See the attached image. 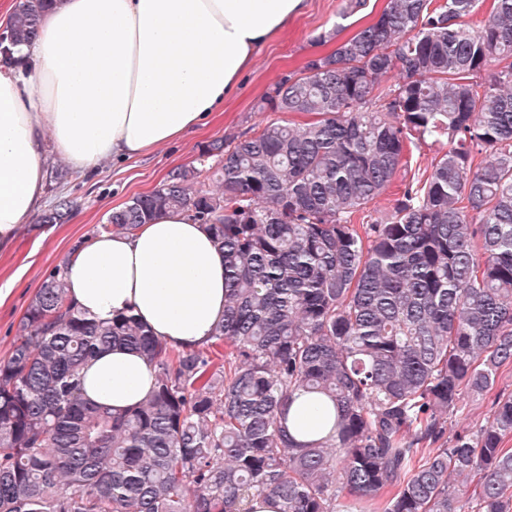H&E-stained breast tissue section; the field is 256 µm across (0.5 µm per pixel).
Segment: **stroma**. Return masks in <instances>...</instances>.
Listing matches in <instances>:
<instances>
[{"label":"stroma","mask_w":512,"mask_h":512,"mask_svg":"<svg viewBox=\"0 0 512 512\" xmlns=\"http://www.w3.org/2000/svg\"><path fill=\"white\" fill-rule=\"evenodd\" d=\"M345 4L346 0H309L307 12L291 21L256 54L234 94L225 101L223 111L214 113L209 125L201 131L142 157L106 161L87 176L70 173L62 184L53 178L61 162L55 155H48L46 205H53L57 197L65 196L75 202L76 208L63 224L33 221L24 225L14 250L0 253V288L9 291L0 303V361L10 355L18 324L45 277L75 246L101 232L112 209L158 187L170 169L193 164L202 145L232 132L245 131L261 121L262 115L256 112L255 106L268 88L282 74L300 72L308 60L328 52V45L316 41L319 33L333 30L340 21L345 22L347 32H355L380 13L385 0H366L360 11L343 20L339 14ZM509 394H512V366L500 370L493 393L463 400L448 425V435L485 424L496 397Z\"/></svg>","instance_id":"35a3bbf8"}]
</instances>
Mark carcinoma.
Masks as SVG:
<instances>
[{
  "label": "carcinoma",
  "instance_id": "1",
  "mask_svg": "<svg viewBox=\"0 0 512 512\" xmlns=\"http://www.w3.org/2000/svg\"><path fill=\"white\" fill-rule=\"evenodd\" d=\"M52 0H16L8 48ZM387 0L353 35L257 105L288 119L201 146L112 211L133 232L190 211L224 254V319L174 347L132 313L88 319L63 265L0 361V512H512V395L444 441L468 394L512 365V0ZM448 142L388 214L354 215L408 148ZM477 154L485 155L474 164ZM61 197L40 216L62 224ZM141 351L156 389L123 411L81 398L105 348ZM296 391L336 406V436L281 424Z\"/></svg>",
  "mask_w": 512,
  "mask_h": 512
}]
</instances>
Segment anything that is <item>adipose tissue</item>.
<instances>
[{"instance_id":"1","label":"adipose tissue","mask_w":512,"mask_h":512,"mask_svg":"<svg viewBox=\"0 0 512 512\" xmlns=\"http://www.w3.org/2000/svg\"><path fill=\"white\" fill-rule=\"evenodd\" d=\"M307 0H54L37 36L0 65V253L40 209L44 147L71 170L132 158L205 125L256 51ZM67 298L89 318L127 311L168 344L207 343L224 317V256L203 225L171 211L129 234L104 232L76 247L63 272ZM155 372L115 346L82 370V396L121 411L151 395ZM295 393L284 425L301 444L333 435Z\"/></svg>"}]
</instances>
